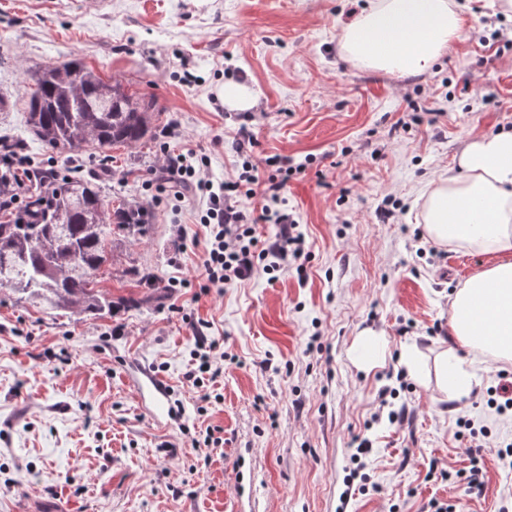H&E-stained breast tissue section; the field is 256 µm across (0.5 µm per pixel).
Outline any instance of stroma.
Here are the masks:
<instances>
[{"label": "stroma", "instance_id": "obj_1", "mask_svg": "<svg viewBox=\"0 0 512 512\" xmlns=\"http://www.w3.org/2000/svg\"><path fill=\"white\" fill-rule=\"evenodd\" d=\"M366 2L0 0V141L31 170L71 164L27 125L38 67L78 56L159 109L150 139L109 149L100 180L109 208L148 211L101 283L135 305L79 314L0 288V512H512V466L497 455L512 446L499 393L512 360L459 347L449 324L455 291L490 258L436 244L422 213L462 141L512 132V16L498 0H454L463 40L395 77L338 48ZM228 83L259 90L256 119L225 107ZM243 123L256 159L300 167L281 197L305 254L204 294L209 198L150 179L166 146L224 183ZM142 268L153 286H137ZM194 323L224 353L201 388L188 379ZM368 331L384 355L364 369L353 356ZM446 351L476 375L457 400L437 369ZM364 440L367 480L353 482Z\"/></svg>", "mask_w": 512, "mask_h": 512}]
</instances>
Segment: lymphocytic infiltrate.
<instances>
[{
  "label": "lymphocytic infiltrate",
  "instance_id": "f902f5d3",
  "mask_svg": "<svg viewBox=\"0 0 512 512\" xmlns=\"http://www.w3.org/2000/svg\"><path fill=\"white\" fill-rule=\"evenodd\" d=\"M254 140L247 126L236 132V152L241 159L237 179L221 186H213L200 176L194 166L188 165L183 156L167 157L162 171L170 179L178 180L194 191L208 194L210 207L200 222L209 232L207 258L204 262L205 279L202 292L218 288L235 280L248 278L257 261L269 260L271 270L287 267L304 252V237L288 213L272 210V203L280 199L291 169L287 159L267 158L273 174L260 177L254 161ZM260 195L264 201L258 214L247 217L239 208L240 196ZM272 223L277 227L274 240L260 242L256 227Z\"/></svg>",
  "mask_w": 512,
  "mask_h": 512
}]
</instances>
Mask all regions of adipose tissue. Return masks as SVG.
Segmentation results:
<instances>
[{
	"label": "adipose tissue",
	"mask_w": 512,
	"mask_h": 512,
	"mask_svg": "<svg viewBox=\"0 0 512 512\" xmlns=\"http://www.w3.org/2000/svg\"><path fill=\"white\" fill-rule=\"evenodd\" d=\"M452 0H369L342 27L339 48L359 65L393 75L426 72L465 33ZM455 168L427 191L423 221L442 245L496 255L450 305L460 346L512 359V132L465 140Z\"/></svg>",
	"instance_id": "adipose-tissue-1"
}]
</instances>
